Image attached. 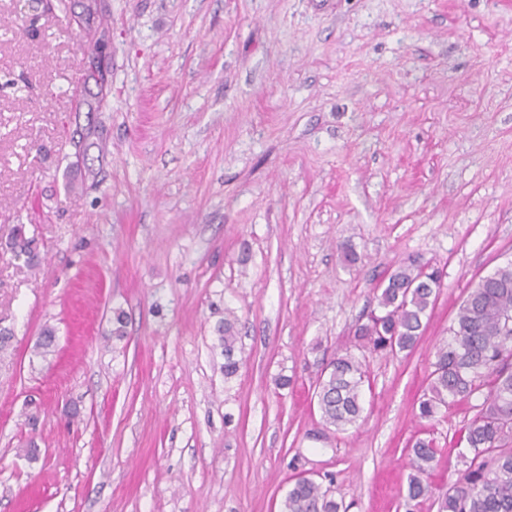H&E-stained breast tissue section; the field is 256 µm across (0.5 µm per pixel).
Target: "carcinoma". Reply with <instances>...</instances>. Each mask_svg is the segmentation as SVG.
<instances>
[{
    "mask_svg": "<svg viewBox=\"0 0 512 512\" xmlns=\"http://www.w3.org/2000/svg\"><path fill=\"white\" fill-rule=\"evenodd\" d=\"M11 249L37 258L24 228H13ZM440 271L415 258L394 270L380 285L377 309L357 325L352 347L339 348L316 381L317 406L322 421L345 432L356 426L364 410L363 394L369 382L366 357L359 351L388 355L410 352L421 336L440 292ZM237 317L229 310L217 327L224 352V381L242 365L236 357ZM426 391L418 403V417L433 421L452 405L483 398L465 427L463 456L468 466L441 498L438 512H512V260L482 276L460 304L445 338L434 352ZM437 449L418 439L410 449L407 481L410 501L425 496V476ZM343 503L330 488L309 478H296L282 501L281 512H341Z\"/></svg>",
    "mask_w": 512,
    "mask_h": 512,
    "instance_id": "1",
    "label": "carcinoma"
}]
</instances>
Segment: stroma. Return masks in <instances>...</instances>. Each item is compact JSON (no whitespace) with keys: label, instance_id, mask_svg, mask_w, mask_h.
I'll return each instance as SVG.
<instances>
[{"label":"stroma","instance_id":"1","mask_svg":"<svg viewBox=\"0 0 512 512\" xmlns=\"http://www.w3.org/2000/svg\"><path fill=\"white\" fill-rule=\"evenodd\" d=\"M82 2L0 0V512H281L300 476L346 512H437L476 409L417 402L468 288L512 259V0ZM410 257L438 300L336 432L316 378ZM237 321L234 312L228 309L224 315V321L218 325L216 330L219 335L217 336L219 345L224 352V378L228 381L238 374L242 365V359L236 357L239 341L236 330ZM437 450L433 448L432 442L418 439L410 449L411 472L407 481V498L410 501L425 496L429 486L425 483L424 477L432 469L436 459Z\"/></svg>","mask_w":512,"mask_h":512}]
</instances>
